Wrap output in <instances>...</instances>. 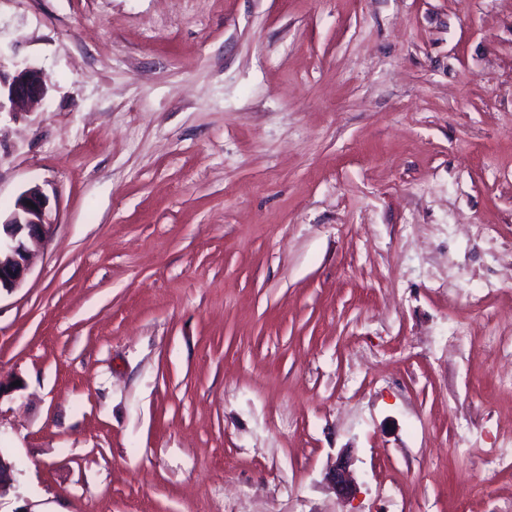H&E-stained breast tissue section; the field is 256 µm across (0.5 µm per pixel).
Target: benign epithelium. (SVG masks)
I'll return each mask as SVG.
<instances>
[{
  "label": "benign epithelium",
  "instance_id": "obj_1",
  "mask_svg": "<svg viewBox=\"0 0 512 512\" xmlns=\"http://www.w3.org/2000/svg\"><path fill=\"white\" fill-rule=\"evenodd\" d=\"M46 95L47 87L36 68L17 67L9 75L0 72V113L11 112L17 105L39 102ZM48 206V195L35 185L22 191L0 219V292H12L22 284L28 269L27 240H40L50 233ZM351 465V458L341 453L326 475L336 494L344 499L357 493ZM15 470V463L0 454V493L5 485L12 484Z\"/></svg>",
  "mask_w": 512,
  "mask_h": 512
}]
</instances>
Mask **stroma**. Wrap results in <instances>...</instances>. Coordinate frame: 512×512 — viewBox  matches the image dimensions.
<instances>
[{
  "label": "stroma",
  "instance_id": "1",
  "mask_svg": "<svg viewBox=\"0 0 512 512\" xmlns=\"http://www.w3.org/2000/svg\"><path fill=\"white\" fill-rule=\"evenodd\" d=\"M19 65L0 512H512V0H0ZM47 92L42 75L35 67H16L9 75L0 70V114L13 112L16 105L39 102ZM48 206V195L35 185L20 193L3 220L0 210V294L22 284L28 269L27 240H40L50 233ZM351 458L346 454L336 457L335 465L327 472L326 479L335 490L336 494L344 499L354 498L357 493V485L350 467Z\"/></svg>",
  "mask_w": 512,
  "mask_h": 512
}]
</instances>
